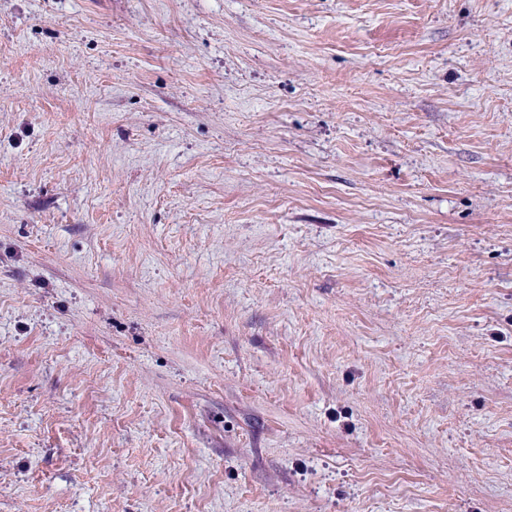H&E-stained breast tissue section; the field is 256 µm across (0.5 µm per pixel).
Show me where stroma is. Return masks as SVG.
Masks as SVG:
<instances>
[{
	"label": "stroma",
	"mask_w": 512,
	"mask_h": 512,
	"mask_svg": "<svg viewBox=\"0 0 512 512\" xmlns=\"http://www.w3.org/2000/svg\"><path fill=\"white\" fill-rule=\"evenodd\" d=\"M0 512H512V0H0Z\"/></svg>",
	"instance_id": "obj_1"
}]
</instances>
